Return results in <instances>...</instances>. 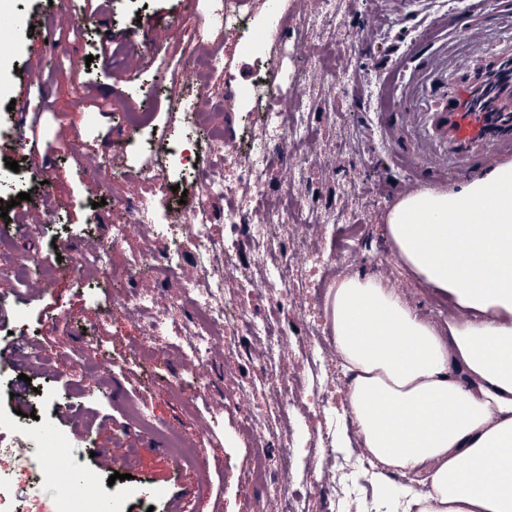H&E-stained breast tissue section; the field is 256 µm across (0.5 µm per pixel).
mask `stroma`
<instances>
[{
	"label": "stroma",
	"mask_w": 512,
	"mask_h": 512,
	"mask_svg": "<svg viewBox=\"0 0 512 512\" xmlns=\"http://www.w3.org/2000/svg\"><path fill=\"white\" fill-rule=\"evenodd\" d=\"M469 0H242L244 25L236 33L200 29L197 11L183 0H109L89 13L84 0H0V11L42 15L45 28L0 33V161L19 164L16 177L46 182L42 201L18 206L10 251L0 253V416L32 413L37 440L20 437L30 451L25 472L0 467L17 512H63L66 489L40 481L49 462L47 439L70 448L68 465L85 492L112 512H284L287 499L304 496L308 512H332L335 472L343 439L350 455L365 456L347 407L349 378L336 351L328 317L329 292L340 280L375 276L419 316L444 324L451 299L430 294L393 253L384 233L388 212L401 198L407 176L382 142L380 112L396 111L381 99V75L396 53L414 42L431 19L464 23ZM83 25L73 31V22ZM111 36L119 53L112 66L97 61L98 45ZM219 52L224 66L210 74L205 94L186 79L197 54ZM273 80L275 99L257 101L258 77ZM24 109H10L11 100ZM198 102V124H183L181 106ZM293 107L304 123L287 148L300 161L297 181L279 157L264 159L266 205L292 206L273 230L275 247L263 265L243 226L225 221L229 202L206 193L207 183L235 185V164L216 168L199 142L198 172L182 173L160 151L131 154L124 114L150 108L157 127L173 141L197 137L200 126L219 123L244 153H259L287 128L265 124V113ZM54 149L43 166L40 152ZM205 197L215 244L207 258L214 273L251 271L256 286L245 301L247 318L193 381L186 366L195 355L182 336L194 317L195 247L182 225H160L180 205ZM149 210L114 244L110 263L126 270L139 256L176 252L181 268L128 275L114 283L72 270L75 257L111 241L112 227L129 216V204ZM236 235L238 249L224 250ZM61 254L50 286L17 292L11 267ZM290 268L294 311L276 302L283 268ZM148 295L141 318L128 317L123 298ZM158 323L150 332L149 323ZM281 341L279 363L288 394L267 389L262 356L269 340ZM28 389L26 403L14 390ZM143 406L163 431L195 449L191 464L172 470L165 448L135 429L129 403ZM130 449L116 470L100 456L114 446ZM267 451L265 483L251 479L253 451ZM119 480H111L112 472ZM389 493L366 498L374 473L348 475L341 512H401L410 476L388 475Z\"/></svg>",
	"instance_id": "obj_1"
}]
</instances>
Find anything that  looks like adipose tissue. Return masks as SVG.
Wrapping results in <instances>:
<instances>
[{"mask_svg": "<svg viewBox=\"0 0 512 512\" xmlns=\"http://www.w3.org/2000/svg\"><path fill=\"white\" fill-rule=\"evenodd\" d=\"M385 232L463 316L439 330L368 275L331 289L357 432L386 469L415 474L416 512H512V163L402 197Z\"/></svg>", "mask_w": 512, "mask_h": 512, "instance_id": "1", "label": "adipose tissue"}]
</instances>
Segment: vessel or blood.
Returning a JSON list of instances; mask_svg holds the SVG:
<instances>
[{
	"instance_id": "b4317fda",
	"label": "vessel or blood",
	"mask_w": 512,
	"mask_h": 512,
	"mask_svg": "<svg viewBox=\"0 0 512 512\" xmlns=\"http://www.w3.org/2000/svg\"><path fill=\"white\" fill-rule=\"evenodd\" d=\"M471 19L459 32L461 48L449 47L447 20L433 31L440 43L407 45L383 78L402 109L382 122L395 158L408 166L448 156V179L512 157V36L490 38V22L512 29L503 0H470Z\"/></svg>"
}]
</instances>
